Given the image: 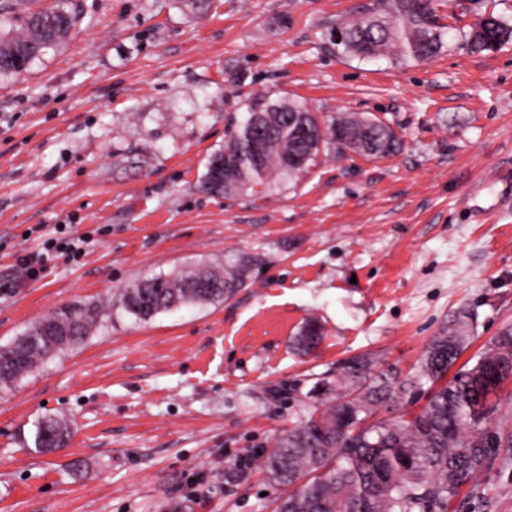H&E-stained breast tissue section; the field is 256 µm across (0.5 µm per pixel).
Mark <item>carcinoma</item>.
I'll return each instance as SVG.
<instances>
[{
  "instance_id": "carcinoma-1",
  "label": "carcinoma",
  "mask_w": 512,
  "mask_h": 512,
  "mask_svg": "<svg viewBox=\"0 0 512 512\" xmlns=\"http://www.w3.org/2000/svg\"><path fill=\"white\" fill-rule=\"evenodd\" d=\"M31 0H0V78L27 71L46 52L61 46L76 28L73 0H50L33 8ZM342 52L360 59L387 56L396 64L422 62L445 47L449 26L441 22L433 0H373L366 16L345 25ZM461 44L472 52L491 51L512 42V23L489 15L485 36L460 32ZM247 117L230 125L224 148L205 165L200 187L215 196L266 191L297 180L314 164L323 144L339 151L386 156L398 151L400 139L387 123L362 114H348L346 134L352 142L321 130L317 115L290 98L251 95L244 103ZM265 115L268 128H251L254 115ZM305 122L311 136L294 135ZM260 146L253 159L252 144ZM236 158L237 183L224 185V158ZM250 260L223 266L199 265L175 274L140 280L125 288L119 308L140 321L183 306H206L230 298L241 288ZM104 317L93 303L61 307L29 327L13 343L0 346V393L59 352L81 344ZM469 317L461 313L434 336L418 372L405 380L375 370L372 359L351 357L336 374L319 379L316 398L306 420L281 437L264 461L269 477L288 488L276 512H447L448 501L473 482L488 462L491 449L483 433L495 407L487 399L484 371L512 358V328L500 332L470 367L455 366L470 344ZM323 341L321 323L311 318L297 336L304 353ZM425 394L418 411L396 417L378 416L392 400L415 391ZM70 439L66 422L49 416L39 423L37 446L51 450Z\"/></svg>"
}]
</instances>
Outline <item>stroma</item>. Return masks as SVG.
Listing matches in <instances>:
<instances>
[{"instance_id":"stroma-1","label":"stroma","mask_w":512,"mask_h":512,"mask_svg":"<svg viewBox=\"0 0 512 512\" xmlns=\"http://www.w3.org/2000/svg\"><path fill=\"white\" fill-rule=\"evenodd\" d=\"M61 50L0 81V345L93 302L103 325L0 395V512H273L264 457L340 360L413 376L430 339L471 317L468 355L512 326V43L422 63L362 61L330 39L371 0H77ZM445 23L512 0H438ZM388 123L394 154L323 148L300 180L213 196L199 179L254 91ZM82 236L76 260L12 287L18 254ZM240 257L224 302L137 321L129 284ZM324 340L293 341L309 318ZM72 438L35 445L39 420ZM448 512H512V448Z\"/></svg>"}]
</instances>
